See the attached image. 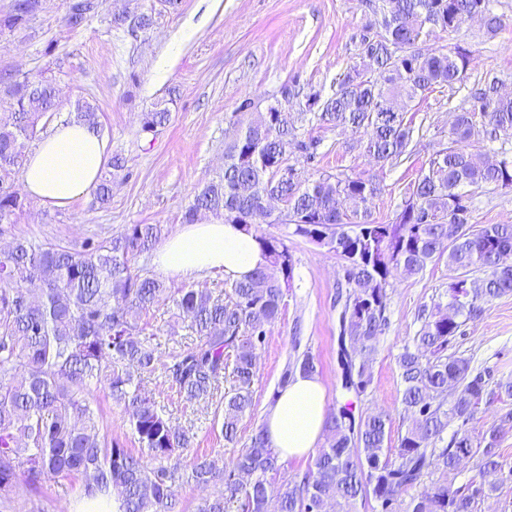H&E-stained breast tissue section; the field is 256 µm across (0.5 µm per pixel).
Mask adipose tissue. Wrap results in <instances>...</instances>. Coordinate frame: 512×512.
Instances as JSON below:
<instances>
[{"label":"adipose tissue","instance_id":"obj_1","mask_svg":"<svg viewBox=\"0 0 512 512\" xmlns=\"http://www.w3.org/2000/svg\"><path fill=\"white\" fill-rule=\"evenodd\" d=\"M107 139L87 124L56 126L24 160V192L58 208L71 205L96 187L109 159ZM153 262L165 274L197 279L212 271L241 280L263 264L252 236L223 219L185 225L156 250ZM327 418L326 390L311 374H296L278 392L265 422L271 447L283 459H301L322 438Z\"/></svg>","mask_w":512,"mask_h":512}]
</instances>
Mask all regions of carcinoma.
I'll return each mask as SVG.
<instances>
[{
  "instance_id": "cac0c4a2",
  "label": "carcinoma",
  "mask_w": 512,
  "mask_h": 512,
  "mask_svg": "<svg viewBox=\"0 0 512 512\" xmlns=\"http://www.w3.org/2000/svg\"><path fill=\"white\" fill-rule=\"evenodd\" d=\"M381 18L366 23L359 61L339 79L329 98L310 91L305 108L259 112L224 151V175L197 188L183 221L201 212L224 217L256 241L263 266L241 281L227 282L215 295L192 287L173 288L136 267L164 234L160 224H128L110 238H89L81 247L18 237L0 249V508L42 512L37 499L45 483L69 481L77 502H112V512H181L178 488L222 489L200 499L196 512H357L374 501V512H474L476 500L498 490L496 476L512 465L501 460L498 443L512 429V410L500 423L473 436L456 432L436 447L448 423L467 424L481 405L512 399V384L489 388L486 373L470 360L448 354L464 322L481 313L480 303L512 293V224L471 229L468 188L512 187V97L499 94V79L486 75L471 90L469 105L454 109L448 140L432 153L418 178L404 189L392 220L372 213L380 183L363 173L308 174L290 158L315 162L322 139L300 132L304 122L326 130L361 133L357 147L370 162L402 165L414 155L424 123L388 110L391 99L404 111L426 93L463 82L472 51L424 53L419 43L439 29L458 33L481 10L487 36L503 20L489 0H383ZM41 0H12L0 28L26 26ZM91 8L68 9L66 24L82 27ZM141 32L154 16L121 17ZM10 111L0 113V224L23 211L26 198L14 188L16 174L36 137L41 119L53 110L56 90L46 77L8 83ZM167 107L141 113V131L169 121ZM77 119L100 128L97 107L77 104ZM124 169L114 156L95 189L104 205ZM270 197L286 204L283 223L292 235L326 248L342 261L345 299L340 313L344 343L360 347L355 362L342 367L345 394H361L372 379V355L389 325L387 287L396 275L412 277L446 258L461 272L448 287V303H437L398 357L404 383L402 404L412 424L391 450L385 414L355 416L344 407L328 416L324 442L299 481L276 483L282 465L263 428L226 464L200 455L182 469L169 460L193 445L195 434L173 425L164 407L146 395L145 384L162 371L166 382L190 400L219 397L211 430L236 441L238 424L253 408L256 350L279 318L293 281V256L281 235L246 224ZM172 305L198 336L186 348L158 351L157 336L137 328L135 314ZM230 388L219 395L224 380ZM108 390L128 414L134 442L149 458L135 455L112 437L101 421L93 393ZM456 390L448 400V390ZM479 456L478 472L459 487L448 482L464 457ZM416 493H411V490Z\"/></svg>"
}]
</instances>
